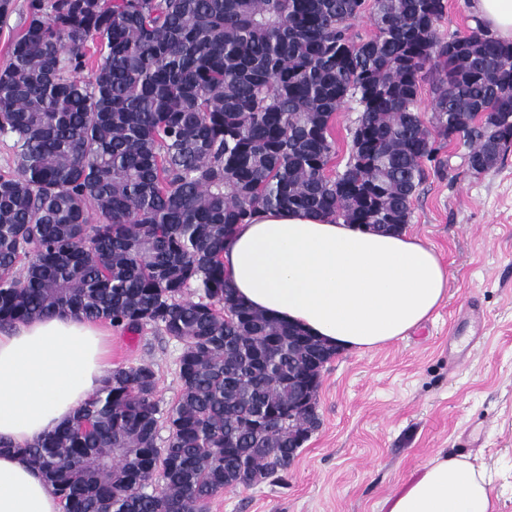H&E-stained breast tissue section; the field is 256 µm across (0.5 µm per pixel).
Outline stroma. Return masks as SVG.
Masks as SVG:
<instances>
[{
	"label": "stroma",
	"instance_id": "obj_1",
	"mask_svg": "<svg viewBox=\"0 0 512 512\" xmlns=\"http://www.w3.org/2000/svg\"><path fill=\"white\" fill-rule=\"evenodd\" d=\"M360 116L336 113L330 134L342 172ZM469 145L442 144L444 171L426 163L409 230L448 270V294L404 339L341 353L322 373L319 427L287 473L220 493L210 512H386L387 498L437 455L486 471L495 512H512V150L471 176ZM179 343L146 329L112 333L113 367L142 361L158 373L157 397L180 394Z\"/></svg>",
	"mask_w": 512,
	"mask_h": 512
}]
</instances>
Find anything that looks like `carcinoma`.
<instances>
[{"instance_id": "obj_1", "label": "carcinoma", "mask_w": 512, "mask_h": 512, "mask_svg": "<svg viewBox=\"0 0 512 512\" xmlns=\"http://www.w3.org/2000/svg\"><path fill=\"white\" fill-rule=\"evenodd\" d=\"M365 5L28 0L0 70L13 149L0 326L71 309L182 345L171 406L153 364L116 368L71 422L22 449L64 512H209L224 480L288 471L292 429L311 432L288 421L290 397L332 354L312 364L318 340L231 295L223 254L237 225L288 209L404 226L448 130L469 143L474 175L512 148V43L483 29L440 38L444 0H373L363 40ZM426 70L432 132L419 115ZM350 100L361 117L332 177L330 122ZM155 479L159 490L129 492Z\"/></svg>"}]
</instances>
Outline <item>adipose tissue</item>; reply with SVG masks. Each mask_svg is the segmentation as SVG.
Instances as JSON below:
<instances>
[{"label":"adipose tissue","instance_id":"obj_1","mask_svg":"<svg viewBox=\"0 0 512 512\" xmlns=\"http://www.w3.org/2000/svg\"><path fill=\"white\" fill-rule=\"evenodd\" d=\"M473 9L512 42V0H473ZM224 274L248 306L345 352L407 336L448 293L447 269L407 229L375 233L304 211L262 210L238 225ZM106 336L103 322L71 311L0 328V512H59L25 451L104 386ZM388 512H494V504L485 472L447 454L390 498Z\"/></svg>","mask_w":512,"mask_h":512}]
</instances>
